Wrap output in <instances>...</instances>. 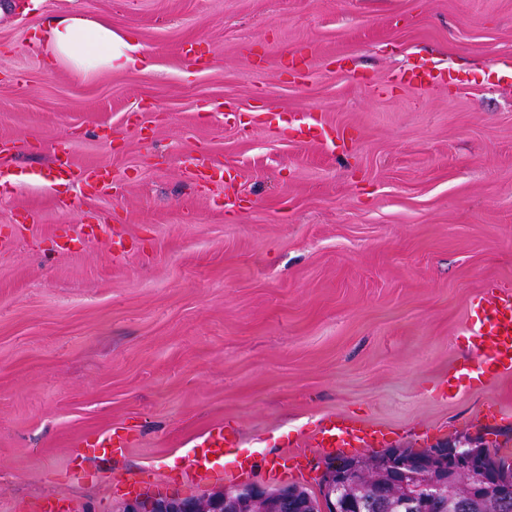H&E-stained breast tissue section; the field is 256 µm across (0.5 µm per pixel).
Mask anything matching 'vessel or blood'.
<instances>
[{
  "label": "vessel or blood",
  "mask_w": 512,
  "mask_h": 512,
  "mask_svg": "<svg viewBox=\"0 0 512 512\" xmlns=\"http://www.w3.org/2000/svg\"><path fill=\"white\" fill-rule=\"evenodd\" d=\"M54 166L60 177L70 182H106L109 173L85 167L73 161L66 149L53 150ZM468 336L476 353L485 364L493 366L496 373L512 372V292L487 290L480 296L474 316L468 322ZM356 443L364 448H381L386 443L385 433L377 428L357 426L346 421L329 422L320 428L315 443L320 448H332L336 443ZM83 447L105 456H121L128 445L115 429H107L83 439ZM232 442L224 433L223 424L216 423L196 437L185 458L197 482L206 481L212 474L217 460L223 459Z\"/></svg>",
  "instance_id": "b4317fda"
}]
</instances>
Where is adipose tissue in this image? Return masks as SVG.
<instances>
[{
	"instance_id": "ef3b65f1",
	"label": "adipose tissue",
	"mask_w": 512,
	"mask_h": 512,
	"mask_svg": "<svg viewBox=\"0 0 512 512\" xmlns=\"http://www.w3.org/2000/svg\"><path fill=\"white\" fill-rule=\"evenodd\" d=\"M48 70L66 65L81 76L101 70H129L141 73L151 69L131 37L113 30L110 22L74 10L64 17H48L34 37Z\"/></svg>"
}]
</instances>
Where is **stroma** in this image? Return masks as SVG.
Here are the masks:
<instances>
[{
    "instance_id": "obj_1",
    "label": "stroma",
    "mask_w": 512,
    "mask_h": 512,
    "mask_svg": "<svg viewBox=\"0 0 512 512\" xmlns=\"http://www.w3.org/2000/svg\"><path fill=\"white\" fill-rule=\"evenodd\" d=\"M77 8L152 72H47L31 35ZM422 59L445 81L402 80ZM0 144V512L272 488L331 417L512 436V374L473 380L463 334L512 292V0H44L0 15ZM56 147L111 189L57 203ZM216 422L264 456L199 483ZM111 427L128 454L80 457ZM187 448L185 458L193 479L199 483L206 481L212 474L214 466L228 453L234 443L224 434V425L215 423L192 441ZM210 455H214L210 459Z\"/></svg>"
}]
</instances>
